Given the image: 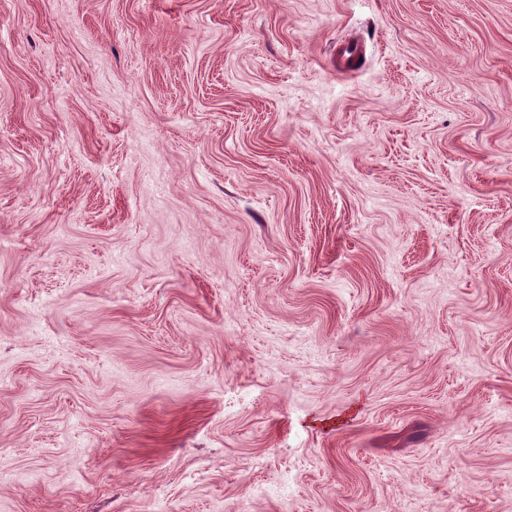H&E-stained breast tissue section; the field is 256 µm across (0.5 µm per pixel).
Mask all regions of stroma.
<instances>
[{"instance_id":"35a3bbf8","label":"stroma","mask_w":512,"mask_h":512,"mask_svg":"<svg viewBox=\"0 0 512 512\" xmlns=\"http://www.w3.org/2000/svg\"><path fill=\"white\" fill-rule=\"evenodd\" d=\"M0 512H512V0H0Z\"/></svg>"}]
</instances>
